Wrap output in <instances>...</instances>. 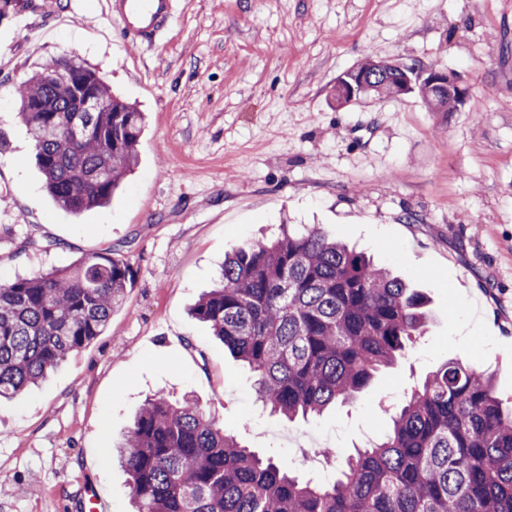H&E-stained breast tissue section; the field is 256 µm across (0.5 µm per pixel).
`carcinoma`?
Wrapping results in <instances>:
<instances>
[{"label": "carcinoma", "instance_id": "cac0c4a2", "mask_svg": "<svg viewBox=\"0 0 512 512\" xmlns=\"http://www.w3.org/2000/svg\"><path fill=\"white\" fill-rule=\"evenodd\" d=\"M356 70L364 96L392 99L414 61ZM84 74L110 112H90L66 77ZM433 112L465 102L415 90ZM46 189L62 208L102 206L132 174L145 115L74 56L48 60L16 91ZM133 278L112 253L0 282V398L35 386L108 326ZM426 296L317 226L249 240L225 256L192 314L256 375V393L292 421L349 403L421 335ZM382 437L334 480L312 485L249 450L190 397L146 399L116 445L135 512H512V404L473 363L445 360L411 389Z\"/></svg>", "mask_w": 512, "mask_h": 512}]
</instances>
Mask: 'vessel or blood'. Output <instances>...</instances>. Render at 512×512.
<instances>
[{
    "label": "vessel or blood",
    "mask_w": 512,
    "mask_h": 512,
    "mask_svg": "<svg viewBox=\"0 0 512 512\" xmlns=\"http://www.w3.org/2000/svg\"><path fill=\"white\" fill-rule=\"evenodd\" d=\"M127 42L144 46L160 41L178 13V0H99Z\"/></svg>",
    "instance_id": "1"
}]
</instances>
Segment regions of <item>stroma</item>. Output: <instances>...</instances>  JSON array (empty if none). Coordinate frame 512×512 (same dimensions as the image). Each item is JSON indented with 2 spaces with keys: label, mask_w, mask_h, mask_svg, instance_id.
I'll use <instances>...</instances> for the list:
<instances>
[{
  "label": "stroma",
  "mask_w": 512,
  "mask_h": 512,
  "mask_svg": "<svg viewBox=\"0 0 512 512\" xmlns=\"http://www.w3.org/2000/svg\"><path fill=\"white\" fill-rule=\"evenodd\" d=\"M371 48L456 73L468 102L337 107V77ZM65 55L147 116L134 173L79 214L46 191L15 93ZM285 221L320 226L430 299L405 359L354 402L292 423L190 312L225 254ZM29 236L38 247L19 249ZM106 251L136 275L104 333L0 401V512H85L91 492L130 512L110 447L160 389L315 484L384 432L371 407L401 402L445 358L490 370L512 399V0H179L147 48L96 0H19L0 18V277Z\"/></svg>",
  "instance_id": "1"
}]
</instances>
